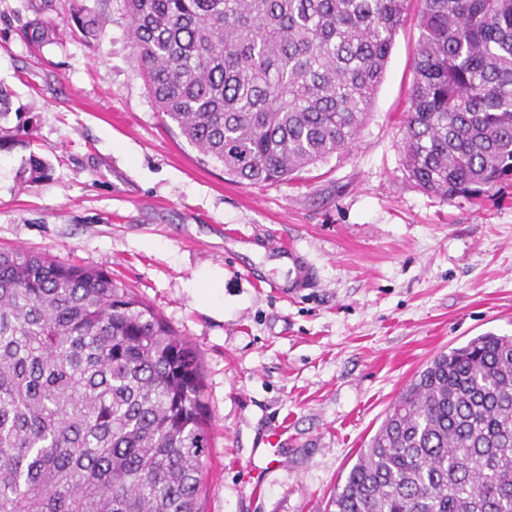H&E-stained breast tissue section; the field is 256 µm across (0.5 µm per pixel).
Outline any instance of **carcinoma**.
<instances>
[{
  "label": "carcinoma",
  "instance_id": "obj_1",
  "mask_svg": "<svg viewBox=\"0 0 512 512\" xmlns=\"http://www.w3.org/2000/svg\"><path fill=\"white\" fill-rule=\"evenodd\" d=\"M408 0H124L162 115L246 185L351 147ZM22 37L58 25L33 9ZM70 30L95 40L76 4ZM404 167L424 191L512 177V0H421ZM197 350L106 270L0 251V512H202ZM332 512H512V336L412 377Z\"/></svg>",
  "mask_w": 512,
  "mask_h": 512
}]
</instances>
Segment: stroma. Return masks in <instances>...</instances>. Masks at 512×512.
Listing matches in <instances>:
<instances>
[{"mask_svg":"<svg viewBox=\"0 0 512 512\" xmlns=\"http://www.w3.org/2000/svg\"><path fill=\"white\" fill-rule=\"evenodd\" d=\"M83 3L98 40L36 50L22 38L32 0H0L8 122L32 127L0 149V248L110 272L200 350L204 512H329L423 364L489 331L512 335V181L448 200L409 178L401 127L420 0H409L354 145L252 186L165 125L123 0ZM32 153L49 178L25 171ZM269 239L303 251L312 288L283 293L291 267ZM204 270L220 275L208 305L191 288ZM276 422L287 428L279 454L262 455Z\"/></svg>","mask_w":512,"mask_h":512,"instance_id":"1","label":"stroma"}]
</instances>
